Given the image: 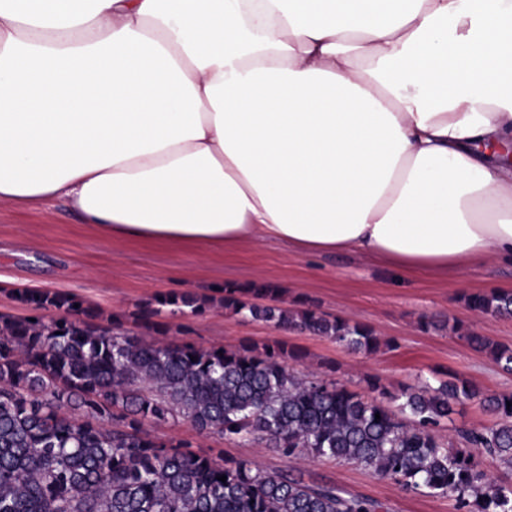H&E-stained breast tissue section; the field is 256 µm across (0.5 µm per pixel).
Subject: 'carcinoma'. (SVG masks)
I'll list each match as a JSON object with an SVG mask.
<instances>
[{"label": "carcinoma", "mask_w": 512, "mask_h": 512, "mask_svg": "<svg viewBox=\"0 0 512 512\" xmlns=\"http://www.w3.org/2000/svg\"><path fill=\"white\" fill-rule=\"evenodd\" d=\"M219 297L161 293L136 321L145 342L84 299L18 289L33 312L0 314V512H379L302 474L269 472L223 450L158 440L145 423L183 419L200 433L263 443L288 459L346 460L407 491L451 497L461 512H512V482L495 481L480 456L512 468V393L485 395L454 374L406 387L397 409L334 382L301 378L285 342L239 350L171 344L166 315H196L216 303L279 330L326 336L372 354L374 332L313 305L288 306L281 288L228 283ZM477 313L512 317V291L467 297ZM57 311L59 318L46 319ZM464 338L512 372V347ZM477 399L495 417L449 448L435 434L454 407ZM380 418H375V414ZM226 476V481L217 480Z\"/></svg>", "instance_id": "cac0c4a2"}]
</instances>
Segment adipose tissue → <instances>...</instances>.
<instances>
[{
  "label": "adipose tissue",
  "mask_w": 512,
  "mask_h": 512,
  "mask_svg": "<svg viewBox=\"0 0 512 512\" xmlns=\"http://www.w3.org/2000/svg\"><path fill=\"white\" fill-rule=\"evenodd\" d=\"M512 0H0V203L109 239L512 265Z\"/></svg>",
  "instance_id": "1"
}]
</instances>
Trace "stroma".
<instances>
[{"label": "stroma", "instance_id": "obj_1", "mask_svg": "<svg viewBox=\"0 0 512 512\" xmlns=\"http://www.w3.org/2000/svg\"><path fill=\"white\" fill-rule=\"evenodd\" d=\"M269 281L287 289L288 299L308 298L322 311L371 327L381 339L372 355L352 351L309 333L283 331L272 324L222 309L169 317L166 340L201 348L239 349L284 341L301 354L289 362L297 375L334 380L370 395L379 379L391 392L455 373L482 392H512L505 373L451 329L512 346V317L477 314L468 294L512 290V267L494 265L462 275L409 278L371 258L352 254L307 255L284 245L247 243L210 253L191 248L109 239L59 205L0 204V313L25 315L13 297L17 288L72 293L100 307L105 315L127 318L156 294L209 293L227 282ZM430 321L421 329V321ZM493 418L475 402L456 406L451 424L438 431L449 446H460L462 429L490 426ZM149 431L160 440L192 441L195 449H223L225 456L254 461L267 471L292 470L306 482L336 486L344 493L376 501L381 512H456L450 498L408 492L351 462L306 456L297 461L273 449L220 435L201 434L179 419Z\"/></svg>", "mask_w": 512, "mask_h": 512}]
</instances>
